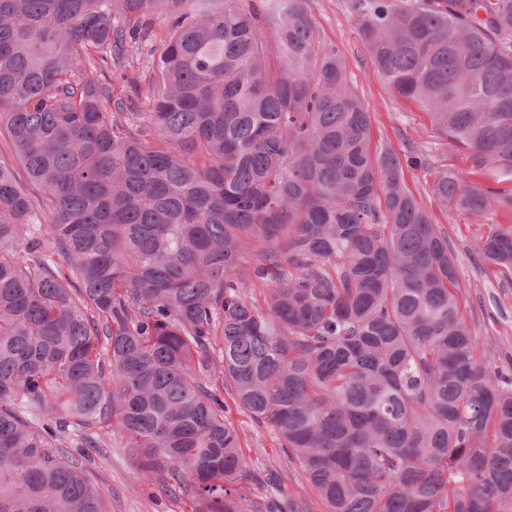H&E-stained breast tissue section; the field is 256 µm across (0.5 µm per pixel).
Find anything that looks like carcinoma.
<instances>
[{"mask_svg": "<svg viewBox=\"0 0 512 512\" xmlns=\"http://www.w3.org/2000/svg\"><path fill=\"white\" fill-rule=\"evenodd\" d=\"M346 6L467 152L433 200L502 216L477 251L512 281V0ZM168 10L149 83L112 95ZM0 135V512H108L84 462L116 434L191 512H283L226 392L327 512H512V372L405 182L425 154L373 144L302 0H0Z\"/></svg>", "mask_w": 512, "mask_h": 512, "instance_id": "obj_1", "label": "carcinoma"}]
</instances>
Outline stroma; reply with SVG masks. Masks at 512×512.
<instances>
[{"label":"stroma","instance_id":"obj_1","mask_svg":"<svg viewBox=\"0 0 512 512\" xmlns=\"http://www.w3.org/2000/svg\"><path fill=\"white\" fill-rule=\"evenodd\" d=\"M322 44L335 49L343 58L348 78L371 114L373 141L405 156L420 151L429 165L405 171L408 187L423 203H430L437 171L444 168L467 170L465 151L436 136L425 112L400 98L393 88L374 71L370 57L359 38L355 21L345 0H304ZM168 14L150 17L145 28L142 49L136 52L126 72L112 71L115 94H123V75L139 76L148 81L152 71L149 50L158 35L168 27ZM443 224L457 257L460 285L470 300L469 322L480 337L485 362L489 368L512 362V282L486 275L481 270L477 244L488 231L489 221L465 214L434 213ZM230 419L241 434L249 470L276 477V494L296 500L300 512H327L324 502L307 483L299 468L289 462L276 437L256 425L244 412L233 409ZM86 468L92 480L110 502L111 512H188L186 496H168L148 487L137 477V466L119 440L90 451Z\"/></svg>","mask_w":512,"mask_h":512}]
</instances>
